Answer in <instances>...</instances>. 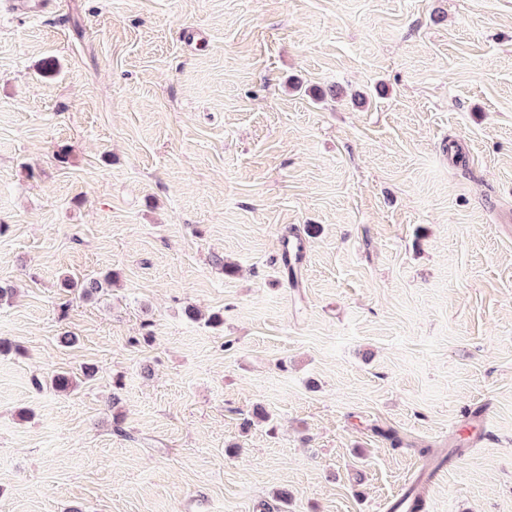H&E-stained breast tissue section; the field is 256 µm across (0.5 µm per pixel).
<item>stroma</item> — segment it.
Returning a JSON list of instances; mask_svg holds the SVG:
<instances>
[{"mask_svg": "<svg viewBox=\"0 0 512 512\" xmlns=\"http://www.w3.org/2000/svg\"><path fill=\"white\" fill-rule=\"evenodd\" d=\"M0 283V512H512V0H0ZM113 278L114 274L110 272L102 277L86 279L79 283L77 281H74L72 278L66 276L62 280V286L64 288H77L79 285V288L82 289V294L84 296L92 297L100 293L103 290V288L111 286ZM33 384L39 390L43 389L45 385L65 395L74 391L78 386L77 378L67 373H58L45 380L33 378ZM490 410L488 407H481L474 410L463 429L454 427L450 435V444L458 446L466 444L475 446L488 439L490 434Z\"/></svg>", "mask_w": 512, "mask_h": 512, "instance_id": "1", "label": "stroma"}]
</instances>
